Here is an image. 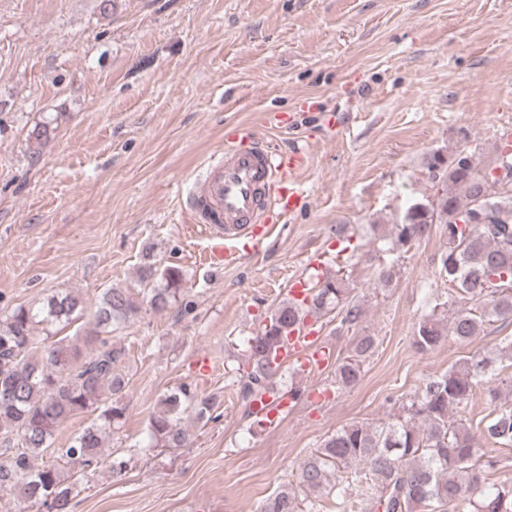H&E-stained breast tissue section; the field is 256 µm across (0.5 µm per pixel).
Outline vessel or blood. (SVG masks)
Instances as JSON below:
<instances>
[{
    "label": "vessel or blood",
    "mask_w": 512,
    "mask_h": 512,
    "mask_svg": "<svg viewBox=\"0 0 512 512\" xmlns=\"http://www.w3.org/2000/svg\"><path fill=\"white\" fill-rule=\"evenodd\" d=\"M309 156L304 148L271 149L250 125L236 126L224 151L194 180L187 204L211 247L208 262L236 263L248 246L266 241L274 225L302 211L308 195L301 181ZM312 318H305L279 349L280 361L321 366L330 351L317 346Z\"/></svg>",
    "instance_id": "obj_1"
}]
</instances>
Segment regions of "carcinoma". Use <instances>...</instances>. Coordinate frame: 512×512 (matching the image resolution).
<instances>
[{"label": "carcinoma", "instance_id": "carcinoma-1", "mask_svg": "<svg viewBox=\"0 0 512 512\" xmlns=\"http://www.w3.org/2000/svg\"><path fill=\"white\" fill-rule=\"evenodd\" d=\"M503 166L512 169V145L485 164L466 149L450 156L433 152L426 167L431 179L442 184L443 195L410 205L395 224L393 247L400 251L420 241L434 224L448 229L439 272L457 287L454 312L445 328L437 311L447 303L430 306L414 336L421 352L450 335L468 342L488 322L512 321V182L492 176V169ZM141 280L147 288L140 299L126 288L104 289L94 328L82 336L58 335L83 315L81 300L69 292L0 313V388L9 392V398L0 397V493L14 497L18 512H72L81 481L104 470L114 479L125 475L130 458L106 449V439L128 411L126 381L118 369L125 349L112 342V333L145 306L162 311L177 303L184 277L175 266L157 267L147 252ZM308 291L307 305L282 301L247 337L250 371L238 381L242 398L252 401L273 386L279 371L272 365L275 350L304 315L319 319L339 309L345 324L361 316L338 272L323 275ZM39 325L52 339L42 348L34 337ZM374 349L372 337H359L336 366V383L357 385ZM498 360L493 350L472 355L427 382L394 421L337 430L299 467L298 485L307 494L284 484L263 501L260 512H320L319 496L359 512H448V505L457 502L467 504L468 512H512V479L488 481L487 473L497 469L499 460L479 445L483 439L512 447V405L500 403L502 390L512 389V377L490 383ZM480 386L494 410L471 432L453 417ZM219 402V395L200 394L186 384L168 391L149 418L147 444L138 449L186 447L191 431L184 418L207 422ZM80 414L90 420L67 447H54L59 427ZM50 450L55 453L51 464L43 461ZM352 463L361 468L346 471Z\"/></svg>", "mask_w": 512, "mask_h": 512}]
</instances>
